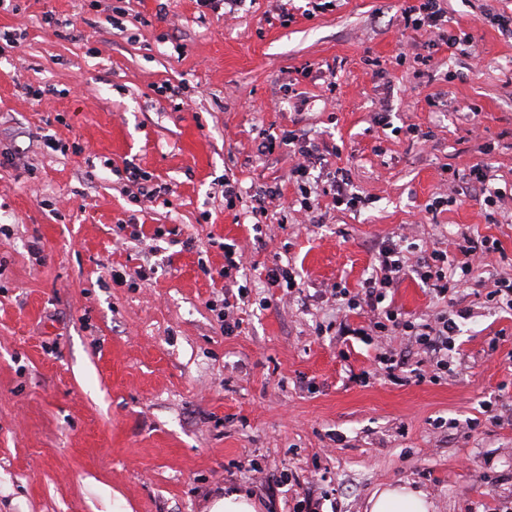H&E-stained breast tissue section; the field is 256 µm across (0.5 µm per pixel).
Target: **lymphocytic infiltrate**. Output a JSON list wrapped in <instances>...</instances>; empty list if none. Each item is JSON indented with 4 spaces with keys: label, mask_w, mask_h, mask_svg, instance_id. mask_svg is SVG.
<instances>
[{
    "label": "lymphocytic infiltrate",
    "mask_w": 512,
    "mask_h": 512,
    "mask_svg": "<svg viewBox=\"0 0 512 512\" xmlns=\"http://www.w3.org/2000/svg\"><path fill=\"white\" fill-rule=\"evenodd\" d=\"M445 13L443 0H419L418 4L403 9V25L414 30L434 29L439 41L457 49L462 55L474 54L470 36L457 37L444 30ZM325 150L324 143L304 129H284L275 134L263 131L257 140L259 155L277 153L291 160V176L300 192L298 204L312 224L323 221L319 195L331 197L334 207L341 210L358 212L368 205L367 198L354 190L347 170L336 169L323 179L317 176L316 170L324 159ZM456 247L469 257L462 266H449L447 251L437 249L418 256L411 264L403 254L400 236L387 237L377 247L372 271L361 290L353 293L335 283L329 289V296L346 310H358L369 315L370 330L364 333V342L384 336L407 337L409 343L425 354L435 370L447 371L455 320L445 314L436 315L430 321L410 319L388 305L386 299L395 281L408 271L414 272L423 286L443 296L449 289L467 283L474 270L473 259H484L490 247L487 240L468 235L457 240Z\"/></svg>",
    "instance_id": "f902f5d3"
}]
</instances>
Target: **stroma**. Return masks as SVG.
<instances>
[{"label":"stroma","mask_w":512,"mask_h":512,"mask_svg":"<svg viewBox=\"0 0 512 512\" xmlns=\"http://www.w3.org/2000/svg\"><path fill=\"white\" fill-rule=\"evenodd\" d=\"M489 1L512 16V0L444 2L478 67L429 48L432 30L404 28L408 0H286L285 26L267 23L269 0L227 15L126 0L119 30L90 0L0 7V29L25 33L19 50L0 40V154L24 160L0 166V512H206L227 485L250 490L259 512H291L310 490L325 512H366L395 485L423 489L432 512H512V310L487 298L512 278V38L486 18ZM48 12L70 27L49 28ZM426 52L425 70L415 56ZM167 80L188 86L190 105L156 93ZM28 84L55 94L37 104ZM286 127L334 147L325 170L347 169L369 207L323 196V223H306L288 160L256 150L259 130ZM46 134L66 153L44 148ZM128 161L174 197L145 203L142 243L119 246L130 204L115 171ZM484 161L506 193L495 220L478 190L452 185ZM227 177L244 196L232 209ZM266 184L289 207L270 206L259 236L251 195ZM449 192L453 203L426 213ZM159 226L194 249L154 238ZM394 233L412 259L443 248L461 264L450 244L464 233L505 254L443 299L410 273L392 290L414 318L464 311L446 379L431 380L401 337L376 347L337 333L369 321L339 311L326 288L359 290L375 244ZM226 242L244 249L251 286L230 336L209 307L225 291ZM286 258L302 277L292 296L266 281ZM147 263L155 272L137 288L108 275ZM382 348L422 377L374 374ZM249 459L288 483L267 490Z\"/></svg>","instance_id":"obj_1"}]
</instances>
